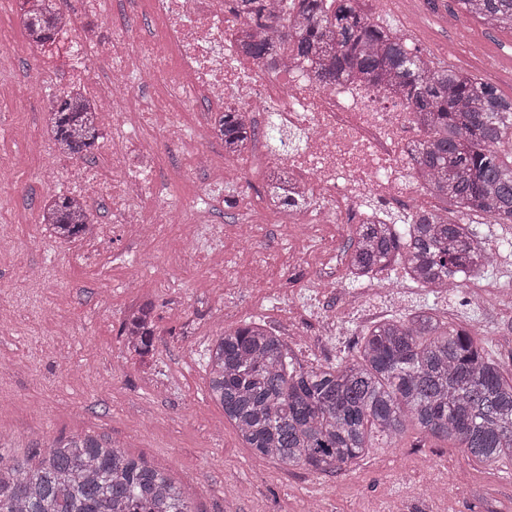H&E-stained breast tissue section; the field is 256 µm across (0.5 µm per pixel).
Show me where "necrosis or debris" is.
<instances>
[{
    "label": "necrosis or debris",
    "mask_w": 512,
    "mask_h": 512,
    "mask_svg": "<svg viewBox=\"0 0 512 512\" xmlns=\"http://www.w3.org/2000/svg\"><path fill=\"white\" fill-rule=\"evenodd\" d=\"M103 8V0H79L54 41H16L7 49L34 62L13 82L16 97L64 84L88 97L112 128L92 176L68 175L74 188L88 199L104 198L112 223L132 241L150 242L158 225L178 224L174 255H222L215 283L224 289L225 305L248 288L276 302L289 324L335 325L324 303L335 295L336 270L345 264V230L399 204L438 208L412 159L409 145L418 131L411 113L392 92L353 78L320 84L314 66L290 56L257 62L242 47L243 19L224 0H133V11L156 24L148 40L122 18L113 20L108 35H85V17ZM230 109L260 128L275 119L279 130L301 140L299 150L283 156L269 153L262 139L248 151L285 167L289 189L304 196L306 206L271 222L272 205L247 190L243 162L215 157L218 115ZM188 112L195 124L186 123ZM146 130L159 141H145ZM164 147L184 153L190 168L207 171L205 202L158 200L154 174ZM131 156L141 158L138 169L128 168ZM224 204L240 212V223H212V211ZM296 263L309 268V283L283 288L276 271Z\"/></svg>",
    "instance_id": "1"
}]
</instances>
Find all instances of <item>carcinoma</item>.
<instances>
[{
    "label": "carcinoma",
    "mask_w": 512,
    "mask_h": 512,
    "mask_svg": "<svg viewBox=\"0 0 512 512\" xmlns=\"http://www.w3.org/2000/svg\"><path fill=\"white\" fill-rule=\"evenodd\" d=\"M457 10L497 31L512 32V0H454ZM247 25L275 26L277 39L253 36L248 54L271 63L284 51L319 62V79L354 72L393 88L425 127L413 155L427 190L456 207L411 211L396 222L360 224L350 239L348 264L362 281L393 264L418 288L444 290L488 270L484 235L473 217L512 224V99L490 83L438 61L390 26L367 14L361 0H296L275 15L267 0H231ZM24 35L48 42L59 15L22 10ZM48 128L57 150L86 159L98 148L102 119L70 94L48 99ZM224 152L239 155L260 135L242 113L219 116ZM284 172L268 177L278 208L298 207ZM54 238L72 240L93 224L90 206L67 194L52 198ZM127 348L155 349L153 307L126 315ZM209 395L221 405L254 459L284 469L341 475L372 447L370 429L391 440L410 426L426 438L452 442L467 458L495 469L512 459V379L486 356L465 329L433 316L390 318L363 332L356 359L337 366H297L288 346L266 325L246 322L224 330L208 349ZM36 464L0 456V512H192L181 487L142 457L94 435L59 436L37 443Z\"/></svg>",
    "instance_id": "obj_1"
}]
</instances>
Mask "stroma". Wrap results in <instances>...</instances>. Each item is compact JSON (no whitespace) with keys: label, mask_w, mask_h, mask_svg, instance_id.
<instances>
[{"label":"stroma","mask_w":512,"mask_h":512,"mask_svg":"<svg viewBox=\"0 0 512 512\" xmlns=\"http://www.w3.org/2000/svg\"><path fill=\"white\" fill-rule=\"evenodd\" d=\"M365 9L432 57L494 84L512 97V33L491 31L457 12L453 0H365ZM454 55H447V47ZM495 59L488 68L485 57ZM46 91L23 102L0 86V160L13 169L0 183V441L5 456L31 457L37 440L69 434L109 438L129 455L143 457L182 485L193 512H512V461L494 474L456 446L407 428L398 440L376 435L368 452L342 475L316 476L297 468L255 462L222 407L208 394L204 354L221 330L261 319L278 330L301 365L335 366L358 355L360 333L371 319L350 312L355 290L342 281L327 303L335 330L314 338L289 335L272 303L257 304L242 292L237 307L224 309V291L212 287L215 266L187 255H169L167 224L149 247L108 234L102 266L77 264L67 244L42 242L38 213L69 182L47 184L39 173L48 138ZM202 174L175 169L162 158L156 189L171 202L198 195ZM43 268L39 285L29 268ZM160 278L174 279V294L155 292ZM468 288L440 296L409 289L394 315L432 309L441 322L487 342L488 352L512 377V299L494 309H472ZM156 307L155 350L149 362L126 357L120 324L130 306ZM65 331H57V317ZM448 486L440 501L425 493L432 483Z\"/></svg>","instance_id":"stroma-1"}]
</instances>
